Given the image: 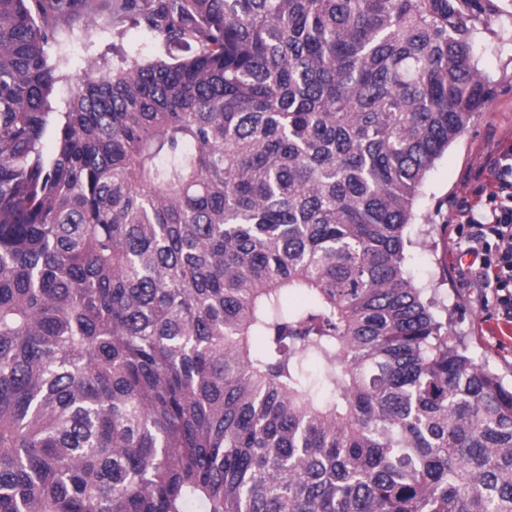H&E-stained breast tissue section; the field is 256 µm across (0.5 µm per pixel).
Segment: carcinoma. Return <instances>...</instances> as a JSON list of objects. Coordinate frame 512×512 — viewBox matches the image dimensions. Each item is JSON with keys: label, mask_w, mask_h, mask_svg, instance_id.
Here are the masks:
<instances>
[{"label": "carcinoma", "mask_w": 512, "mask_h": 512, "mask_svg": "<svg viewBox=\"0 0 512 512\" xmlns=\"http://www.w3.org/2000/svg\"><path fill=\"white\" fill-rule=\"evenodd\" d=\"M104 12L179 55L54 121L45 46ZM495 18L0 0V512H512V386L404 267Z\"/></svg>", "instance_id": "1"}]
</instances>
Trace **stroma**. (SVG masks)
<instances>
[{"label":"stroma","instance_id":"35a3bbf8","mask_svg":"<svg viewBox=\"0 0 512 512\" xmlns=\"http://www.w3.org/2000/svg\"><path fill=\"white\" fill-rule=\"evenodd\" d=\"M509 20L494 33L478 37L479 66L494 82V93L475 115L467 131L439 158L426 177L416 204V220L406 229L414 242L427 238L426 247L408 248L406 270L419 285H440L455 335L461 336L471 356L512 384V324L499 320L490 293L472 273L465 235L452 222L451 204L458 199L478 203L474 175L486 158L512 143V0H502ZM165 46L148 30L127 26L113 30L100 15L91 31L75 29L47 47L48 62L57 81L50 95L51 109L67 111L89 64L119 70L132 61L165 56Z\"/></svg>","mask_w":512,"mask_h":512}]
</instances>
